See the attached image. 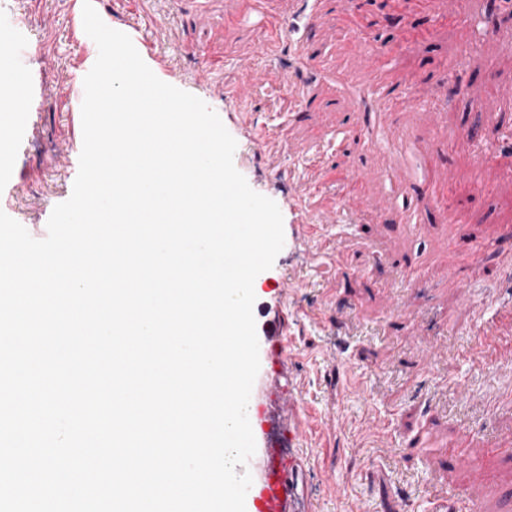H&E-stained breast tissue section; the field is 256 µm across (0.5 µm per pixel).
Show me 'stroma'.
I'll return each mask as SVG.
<instances>
[{"label": "stroma", "mask_w": 512, "mask_h": 512, "mask_svg": "<svg viewBox=\"0 0 512 512\" xmlns=\"http://www.w3.org/2000/svg\"><path fill=\"white\" fill-rule=\"evenodd\" d=\"M273 2L292 38L260 54L264 18L250 0H93L160 80L218 114L237 142L236 169L282 213L284 246L254 281L253 312L259 324L284 318L288 349L260 345L251 407L299 397L297 446L315 512H432L452 491L482 498L486 512H512V405H484L512 390V365L473 355L512 341L508 245L487 235L488 225H512V154L503 150L512 143V10L467 0L461 21L449 19L448 0ZM346 10L361 29L341 25ZM82 12L83 0H0V51L43 80L38 100L11 115L22 131L11 216L36 239L78 173L69 116L92 67ZM365 38L390 48L377 68ZM336 72L348 77L343 88L330 81ZM285 80L303 98L289 97ZM401 94L413 111H380ZM356 99L365 110L355 115ZM477 120L491 139L465 137ZM479 148L489 161L478 170ZM354 166L367 177L350 199L341 174ZM437 186L451 211L428 201ZM302 207L334 219L301 236ZM408 216L419 234L406 232ZM478 238L474 260L451 246ZM392 251L421 263L422 279L381 262ZM285 279L294 286L282 296ZM453 449L477 456L481 477L455 464Z\"/></svg>", "instance_id": "35a3bbf8"}]
</instances>
